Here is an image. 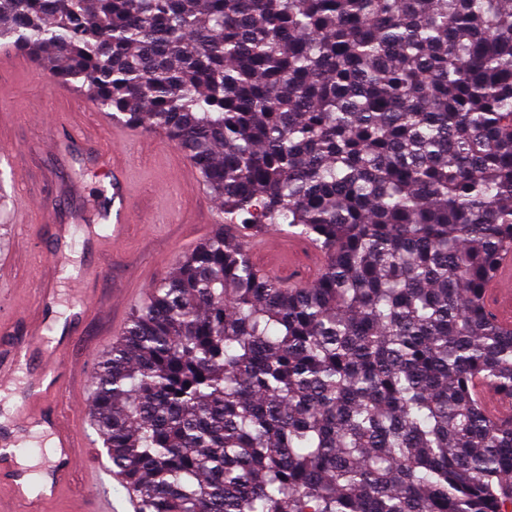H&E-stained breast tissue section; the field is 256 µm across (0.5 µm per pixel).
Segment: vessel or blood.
<instances>
[{"instance_id":"1","label":"vessel or blood","mask_w":512,"mask_h":512,"mask_svg":"<svg viewBox=\"0 0 512 512\" xmlns=\"http://www.w3.org/2000/svg\"><path fill=\"white\" fill-rule=\"evenodd\" d=\"M87 152L91 161L103 167L108 177L106 195L90 197L105 220L104 232L88 228L84 247L101 248L106 242L124 239L130 221L128 173L116 156L100 141L75 132L67 143ZM51 140L52 148H60ZM250 248L259 261L256 271L261 278L302 286L312 281V274L297 264L298 246L293 239L270 242L266 237L251 239ZM79 301L63 304L54 280H43L36 290L40 321L27 322L29 339H36L38 349L16 339L0 348V393L12 403L9 422H0V512H51V507L74 485L95 451L79 421L68 419L72 392L71 379L78 371L69 363L68 350L74 336L96 301L88 289H80ZM485 303L497 323L512 329V251L502 254L485 290ZM120 473L105 471L85 489L87 506L83 512H138L134 495L122 501L112 500L109 480H120Z\"/></svg>"}]
</instances>
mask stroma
<instances>
[{
  "label": "stroma",
  "mask_w": 512,
  "mask_h": 512,
  "mask_svg": "<svg viewBox=\"0 0 512 512\" xmlns=\"http://www.w3.org/2000/svg\"><path fill=\"white\" fill-rule=\"evenodd\" d=\"M55 75L34 64L0 74V146L12 147L16 156H0V249L7 247L14 230L25 239L14 263L9 283L11 300L25 304L29 317H36L33 290L39 280H56L59 288L71 285L68 276L48 267L43 258L56 247L53 227L70 224L81 201L69 196L71 182H81L85 191L99 193L108 180L88 166L82 156L47 150L61 125L92 126L94 105L71 112L56 102ZM143 129H128L119 152L130 177V224L124 241L97 252L83 247L75 237L71 249L73 269L88 266L101 270L89 288L99 305L83 325L71 350L73 359L97 365L106 351L108 326L125 325L135 303L143 302L150 288L168 277L180 258L204 242L215 228L218 203L201 181L187 173L189 163L164 136L144 146ZM23 189L35 202L54 204L51 218L22 217L11 211L16 189Z\"/></svg>",
  "instance_id": "35a3bbf8"
}]
</instances>
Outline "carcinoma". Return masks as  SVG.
<instances>
[{
    "mask_svg": "<svg viewBox=\"0 0 512 512\" xmlns=\"http://www.w3.org/2000/svg\"><path fill=\"white\" fill-rule=\"evenodd\" d=\"M0 41L220 206L96 372L138 512H512V0H0ZM273 228L314 284L258 278ZM484 297L497 323L504 329H512V251H505L500 257Z\"/></svg>",
    "mask_w": 512,
    "mask_h": 512,
    "instance_id": "carcinoma-1",
    "label": "carcinoma"
}]
</instances>
